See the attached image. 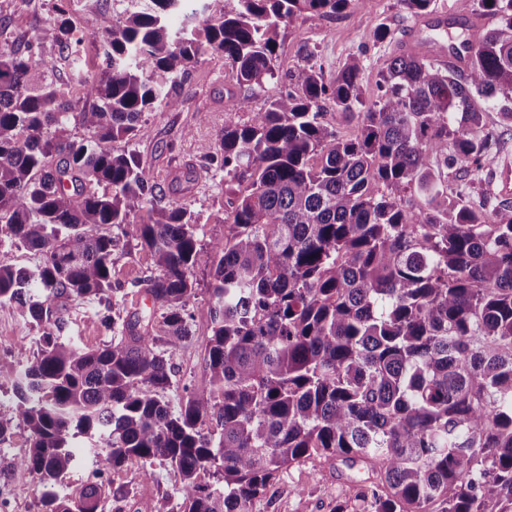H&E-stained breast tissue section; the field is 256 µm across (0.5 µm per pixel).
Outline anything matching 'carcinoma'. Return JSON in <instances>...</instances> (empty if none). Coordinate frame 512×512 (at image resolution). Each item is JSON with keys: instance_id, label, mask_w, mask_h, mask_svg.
<instances>
[{"instance_id": "cac0c4a2", "label": "carcinoma", "mask_w": 512, "mask_h": 512, "mask_svg": "<svg viewBox=\"0 0 512 512\" xmlns=\"http://www.w3.org/2000/svg\"><path fill=\"white\" fill-rule=\"evenodd\" d=\"M189 2L102 14L107 64L90 77L60 5L46 29L59 56L0 49V240L42 256L34 272L0 260V303L41 331L36 353L0 358V381L29 431L19 466L42 486L41 512L128 497L94 482L58 494L81 438L105 469L136 458L146 480L157 464L180 472L176 505L140 499L136 512H254L313 457L365 470L371 512H512V202L470 189L500 145L482 112L512 124V0H463L497 20L464 69L401 49L366 101L358 62L327 80L306 46L287 91L224 126L210 162L238 189L210 248L209 379L174 412L163 393L202 246L191 211L155 203L151 174L113 143L143 113L180 109L177 86L205 55L261 88L288 20L369 0ZM62 61L91 108L72 113V91L48 79ZM326 99L353 135L324 121ZM129 224L159 271L145 281L153 307L103 317L119 335L96 348L62 340L70 298L110 302L113 229ZM204 468L215 483L197 482Z\"/></svg>"}]
</instances>
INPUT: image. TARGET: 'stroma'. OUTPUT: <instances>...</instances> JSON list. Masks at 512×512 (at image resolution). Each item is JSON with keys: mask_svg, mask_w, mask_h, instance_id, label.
I'll return each instance as SVG.
<instances>
[{"mask_svg": "<svg viewBox=\"0 0 512 512\" xmlns=\"http://www.w3.org/2000/svg\"><path fill=\"white\" fill-rule=\"evenodd\" d=\"M55 3L56 0H0V47L57 54L58 45L43 34L54 14ZM126 6L127 0H66L76 26L75 34L84 40L83 52L90 71L105 65L96 54L94 39L100 15L107 11L119 14ZM414 21V15L401 0H370L365 10L355 14L295 16L281 30L277 79L261 89L248 91L238 86L234 72L225 66L222 56L205 55L179 86L185 98L184 107L161 117L152 112L143 114L134 135L115 142L114 149L134 154L140 166L150 171L160 205H186L196 219V238L202 245H210L223 238L225 226L231 221V195L225 190L224 172L209 163L211 155L219 149L224 126L247 122L252 113L265 109L270 100L284 91L288 74L307 45L316 47L317 62L328 78L334 77L349 59H357L361 66V90L367 96L374 94L386 60L396 44L404 42ZM383 23L393 32L392 42H373V30ZM230 90L239 101L233 110L225 105V94ZM112 261V282L117 290L110 306L76 299L67 307L62 334L79 346L97 347L110 341L113 333L103 327V313L124 316L141 309L145 301L141 282L156 273L149 251L137 246L130 235L121 237ZM211 274L208 255H201L193 274L197 295L186 308L190 334L171 357L172 384L164 395L174 410L187 392L207 380ZM38 339V329L30 319L20 316L14 305L0 304V355L36 350ZM28 435V430L19 425L0 443V469L11 480L9 512H37L39 508L41 486L37 477L16 465L28 449ZM351 476V470L345 467L329 469L314 460L289 468L257 501L255 510L335 512L341 505L346 512H370L369 501L351 487ZM105 479L107 484L129 489L133 496L123 501L104 498L100 512H134V496L172 495L181 481L177 470L159 465L154 481L145 482L141 465L134 460L119 472L107 473Z\"/></svg>", "mask_w": 512, "mask_h": 512, "instance_id": "stroma-1", "label": "stroma"}]
</instances>
